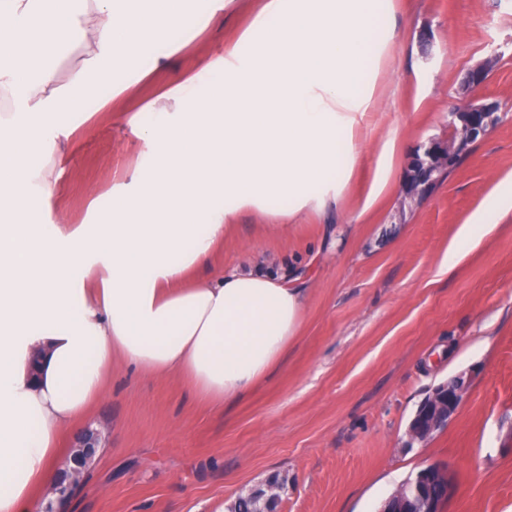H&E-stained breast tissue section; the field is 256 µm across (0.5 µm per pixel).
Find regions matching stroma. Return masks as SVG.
Returning a JSON list of instances; mask_svg holds the SVG:
<instances>
[{
    "label": "stroma",
    "instance_id": "1",
    "mask_svg": "<svg viewBox=\"0 0 512 512\" xmlns=\"http://www.w3.org/2000/svg\"><path fill=\"white\" fill-rule=\"evenodd\" d=\"M265 0H233L210 17L190 0L174 39L90 77L56 224H102L121 185L154 161L123 118L155 119L152 101L199 57L239 39ZM378 21L395 30L372 77L373 107L358 132L359 160L337 206L301 213L285 235L272 216L241 215L220 264L270 272L311 263L298 336L283 361L243 397L214 407L177 375L157 377L114 361L106 391L85 419L102 448L66 512H218L271 475L286 481L278 512H377L418 470L447 466L455 494L442 512H512V211L459 262L443 257L460 224L512 174V0H383ZM429 47H422V34ZM495 57L487 82L466 91L475 63ZM480 98L503 106L496 127L411 208L401 206L419 145L448 133V114ZM395 140L390 181L366 198L378 150ZM344 224V243L322 250L323 227ZM471 380L447 426L411 440L410 421L448 378Z\"/></svg>",
    "mask_w": 512,
    "mask_h": 512
}]
</instances>
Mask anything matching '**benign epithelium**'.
<instances>
[{
    "instance_id": "1",
    "label": "benign epithelium",
    "mask_w": 512,
    "mask_h": 512,
    "mask_svg": "<svg viewBox=\"0 0 512 512\" xmlns=\"http://www.w3.org/2000/svg\"><path fill=\"white\" fill-rule=\"evenodd\" d=\"M487 62L469 68L463 78V88L475 89L483 85L490 74ZM501 104L484 98L455 109L448 114V138L426 141L420 152L413 158L403 181L404 200L414 202L426 196L439 181L442 172L452 169L474 144L482 141L499 122ZM456 389L451 393L432 397L421 414V421L409 426L411 439L424 441L435 431L448 423L461 402L468 379L461 373L455 376ZM102 447V437L91 427L81 432L75 443L68 466L61 470L51 488V498L45 506L35 508V512H64L76 489L84 480ZM397 488L386 498L379 512H440V507L431 499H420L418 481Z\"/></svg>"
}]
</instances>
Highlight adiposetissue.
<instances>
[{
	"label": "adipose tissue",
	"instance_id": "obj_1",
	"mask_svg": "<svg viewBox=\"0 0 512 512\" xmlns=\"http://www.w3.org/2000/svg\"><path fill=\"white\" fill-rule=\"evenodd\" d=\"M377 0H268L239 45L199 63L153 126L155 163L114 196L106 223L46 224L67 175L90 74L184 26L180 0H0V512H31L58 442L104 394L114 360L179 375L215 405L243 395L297 336L308 265L213 268L242 214L337 204L387 36ZM80 50L59 80L48 58ZM512 211L502 179L448 246L454 260Z\"/></svg>",
	"mask_w": 512,
	"mask_h": 512
}]
</instances>
